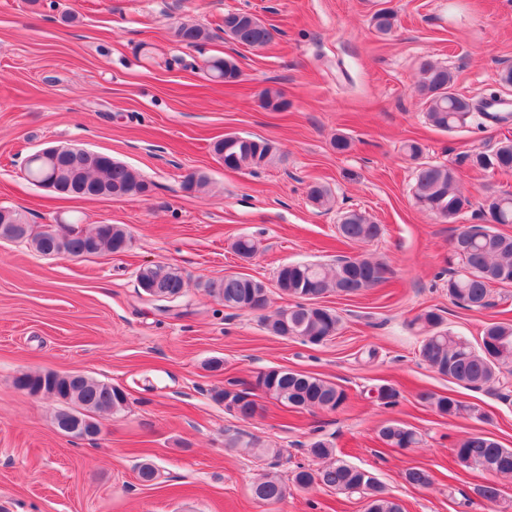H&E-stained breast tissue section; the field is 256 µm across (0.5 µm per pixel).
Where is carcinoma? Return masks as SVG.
Instances as JSON below:
<instances>
[{"mask_svg":"<svg viewBox=\"0 0 512 512\" xmlns=\"http://www.w3.org/2000/svg\"><path fill=\"white\" fill-rule=\"evenodd\" d=\"M396 15L381 9L373 15L376 31L391 33ZM274 28L248 12H229L224 15V33L237 44L259 49L273 40ZM175 37L182 43L197 47L209 38L206 30L195 23L183 22L175 30ZM209 70L224 78L227 84L240 76L236 63L229 57H213ZM416 92L426 109L428 121L442 131H452L466 125L480 129L488 122H506L512 116H492L486 105H474L470 99L454 89V75L448 68L424 59L419 63V80ZM261 106L271 112L288 109V101L281 91L264 89L260 94ZM406 155L416 162L411 187L414 203L420 209L453 224L471 207L468 197L457 187L455 168L449 164L421 161L423 149L415 141L404 146ZM217 161L230 169L240 171L261 169L279 159L275 144L262 137L245 135L230 143L217 139L212 143ZM470 165L481 170L512 171V140L502 141L492 152L474 151L467 156ZM69 160L63 156L50 157L29 154L24 162V177L41 187H52L63 193L68 183ZM81 179L91 186L112 191L115 197L148 195L151 185L130 166L116 161L112 156L87 151L77 162ZM307 198L317 209L330 203L328 187L315 183L308 187ZM482 225L461 226L454 237L461 242L460 251L450 253L460 269L448 277V298L467 309L480 310L490 305V282L512 284V235L496 229L498 224H512V193L490 191L484 197ZM18 217V211L0 207V242L19 238L30 241L33 249L44 257L89 258L102 253L121 254L131 246L132 236L120 224H95L89 229L74 227L64 233L58 224H44L37 231L25 225L19 234L3 227L4 217ZM338 231L350 243H367L382 233L381 225L359 211H348L340 218ZM233 251L242 258H251L257 251L252 238L242 235L232 244ZM387 266L370 257L351 261L339 257L333 263H288L277 271L276 284L288 298L308 296L311 304L296 303L288 308L262 317L266 330L278 337H293L305 344L320 345L332 339L341 328L337 312L316 299L329 292L356 294L365 283L375 287L387 281ZM139 286L146 287V294L157 301L179 298L186 281L179 268L168 263H150L139 268ZM199 286L224 302V307L238 310L263 311L270 305L266 285L247 274L230 273L219 280L199 282ZM422 335L419 355L428 366L448 377L452 382L473 388H488L512 376V324L490 322L480 336L471 340L443 326V317L436 309L425 310L412 320ZM31 393L54 397L61 407L56 411L53 425L61 417L77 413L98 426L95 415L108 411L114 415L127 406V394L121 388L85 375L77 378L67 373L45 371L24 374L15 380ZM292 409L319 408L335 411L347 400L346 392L316 375L298 371L270 368L259 372L254 383L239 389L233 405L226 409L246 420L259 411L257 393ZM418 399L430 405L442 417H470L481 420L479 408L454 397L420 392ZM378 439L390 448H413L422 443L420 434L399 420L384 422L377 431ZM310 456L321 461L312 469L298 467L292 482L299 488L321 486L340 493H358L365 501V512H404L403 505L385 492L378 480L365 476L367 470L336 458V450L327 440H316L307 448ZM456 461L466 470H478L500 477L512 478V448H505L482 432L472 433L461 439L455 448ZM404 480L417 487L432 483L430 473L414 466L405 470ZM255 500L275 505L288 495V486L273 473H264L251 486Z\"/></svg>","mask_w":512,"mask_h":512,"instance_id":"1","label":"carcinoma"}]
</instances>
